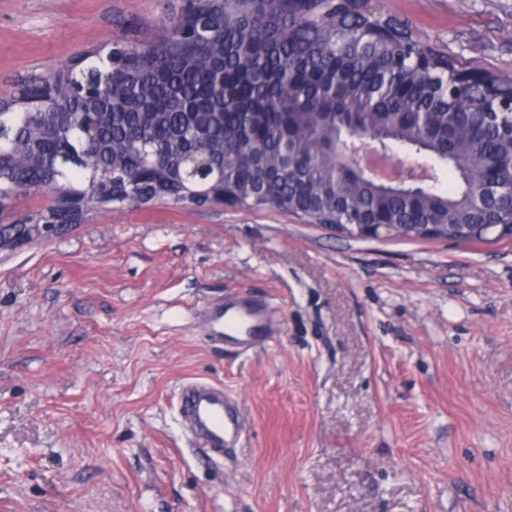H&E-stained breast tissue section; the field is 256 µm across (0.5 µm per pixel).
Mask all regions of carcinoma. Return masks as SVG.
<instances>
[{"instance_id":"carcinoma-1","label":"carcinoma","mask_w":512,"mask_h":512,"mask_svg":"<svg viewBox=\"0 0 512 512\" xmlns=\"http://www.w3.org/2000/svg\"><path fill=\"white\" fill-rule=\"evenodd\" d=\"M254 12L251 24L226 28L217 0H195L156 39L113 42L112 61L104 62L112 70V111L88 122L78 115L64 129L39 127L29 116L37 104L20 86L7 103L11 111H0V150L29 134L41 139L49 154L59 155L64 147L68 152L50 172L39 159L5 155L0 209L11 208L21 183L47 182L83 194L96 191L112 175L135 183L141 142L158 149L157 195L178 196L183 189L167 172L176 171L186 140V109L201 107L220 113L204 144L217 158L244 118L255 117L260 141L235 143V160L224 161V193L236 202L252 200L249 188L270 170L288 167L291 159L290 177L269 185L266 195L319 193L337 199L342 207L318 214L332 224H351L365 212H376L391 223L446 224L448 238L460 242L474 240L476 224L512 225L511 201L504 198L489 211L474 207L460 174L492 160L501 164L504 183L512 182V134L481 116L512 98V86L498 74L486 71L481 80L468 83L463 73L469 63L421 42L411 27L394 18L391 32L376 33L369 5L357 0H278L273 18H266L260 6ZM202 16L214 25L206 40L189 35ZM96 55L91 50L42 79L60 98L69 99L78 93L73 76ZM433 73L447 76L455 91L438 92L428 79ZM322 112H333L338 120L321 126ZM450 113L456 116L452 130ZM339 124L376 130L395 146L418 147L430 163L448 169V186L410 194L341 169L334 148ZM89 129L100 145L93 161L79 158L80 141ZM262 204L263 199L255 200Z\"/></svg>"}]
</instances>
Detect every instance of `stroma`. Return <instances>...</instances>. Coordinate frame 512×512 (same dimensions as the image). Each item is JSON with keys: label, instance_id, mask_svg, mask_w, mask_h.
Wrapping results in <instances>:
<instances>
[{"label": "stroma", "instance_id": "stroma-1", "mask_svg": "<svg viewBox=\"0 0 512 512\" xmlns=\"http://www.w3.org/2000/svg\"><path fill=\"white\" fill-rule=\"evenodd\" d=\"M178 0H0V99ZM512 76V0H381ZM267 301L275 341L209 344L194 307ZM243 432L192 451L187 378ZM0 512H512V239L356 240L271 207L101 211L0 257Z\"/></svg>", "mask_w": 512, "mask_h": 512}]
</instances>
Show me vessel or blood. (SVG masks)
<instances>
[{"mask_svg": "<svg viewBox=\"0 0 512 512\" xmlns=\"http://www.w3.org/2000/svg\"><path fill=\"white\" fill-rule=\"evenodd\" d=\"M209 340L216 345L231 342L248 351L271 342L276 327L267 306L251 298L240 297L229 306H212L196 315ZM178 412L189 421L196 435L197 452L208 456L224 450L228 436H240V414L233 398L221 384L193 379L184 382L178 393Z\"/></svg>", "mask_w": 512, "mask_h": 512, "instance_id": "1", "label": "vessel or blood"}]
</instances>
